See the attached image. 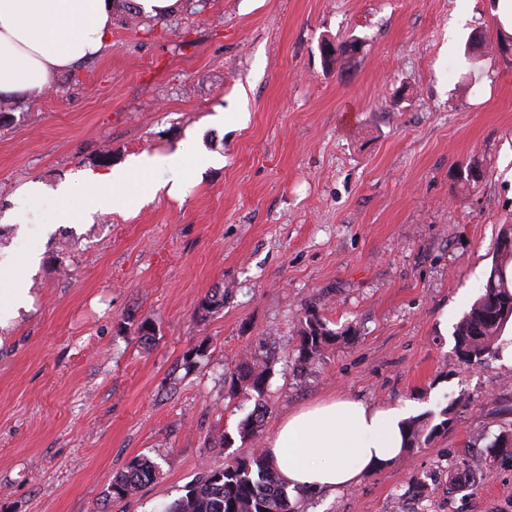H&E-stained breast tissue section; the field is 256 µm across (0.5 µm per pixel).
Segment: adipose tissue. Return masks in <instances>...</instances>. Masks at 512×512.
Returning a JSON list of instances; mask_svg holds the SVG:
<instances>
[{
    "label": "adipose tissue",
    "instance_id": "ef3b65f1",
    "mask_svg": "<svg viewBox=\"0 0 512 512\" xmlns=\"http://www.w3.org/2000/svg\"><path fill=\"white\" fill-rule=\"evenodd\" d=\"M115 0H0V98L46 91L62 73L100 57L112 37ZM159 159L143 154L84 182L86 206L126 209L153 200ZM420 412L406 401L373 406L338 398L293 411L265 452L286 488L337 491L368 470L393 463L407 445V422Z\"/></svg>",
    "mask_w": 512,
    "mask_h": 512
}]
</instances>
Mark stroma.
<instances>
[{
    "mask_svg": "<svg viewBox=\"0 0 512 512\" xmlns=\"http://www.w3.org/2000/svg\"><path fill=\"white\" fill-rule=\"evenodd\" d=\"M496 0H180L116 9L99 58L22 101L0 98V512H164L206 470L264 445L303 405L412 400L440 430L295 512H512V465L449 492L455 470L512 428V324L463 362L452 327L512 224V48ZM358 40L326 63L324 42ZM144 153L154 182L124 212L69 218L88 173ZM481 177L466 181L462 164ZM223 289L224 305L200 315ZM350 334L292 363L307 307ZM153 335L143 339L141 326ZM274 362L259 439L238 426L227 362ZM204 356H195V349ZM232 435V447L221 443ZM161 457L112 499L113 476ZM128 4L148 18L164 17L178 8L179 0H130ZM160 475V465L148 456L134 457L125 471L112 478L110 494L123 499L133 495L144 483L154 481Z\"/></svg>",
    "mask_w": 512,
    "mask_h": 512,
    "instance_id": "35a3bbf8",
    "label": "stroma"
}]
</instances>
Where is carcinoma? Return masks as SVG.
Wrapping results in <instances>:
<instances>
[{"label": "carcinoma", "mask_w": 512, "mask_h": 512, "mask_svg": "<svg viewBox=\"0 0 512 512\" xmlns=\"http://www.w3.org/2000/svg\"><path fill=\"white\" fill-rule=\"evenodd\" d=\"M499 259L492 267L480 295L471 303L455 326L456 350L470 362L493 352L494 346L508 323L500 312L512 308V283L505 275L512 263V249L498 251ZM301 341L295 367L303 370L307 365L324 356L341 334L329 328L326 320L310 307L307 309L299 330ZM271 375V356L249 350L225 366V379L230 391L265 392ZM267 412L259 402L253 411L239 424L242 439H257ZM408 446L411 451L417 445L428 442L437 427H428L423 420H411L407 424ZM481 459L512 462V429L494 435L486 446ZM160 475V465L148 456L135 457L125 471L112 478L110 494L116 499L133 495L144 483L154 481ZM164 512H294L284 493V486L274 465L262 449L233 458L222 469H210L188 486L186 493L164 509Z\"/></svg>", "instance_id": "obj_1"}]
</instances>
